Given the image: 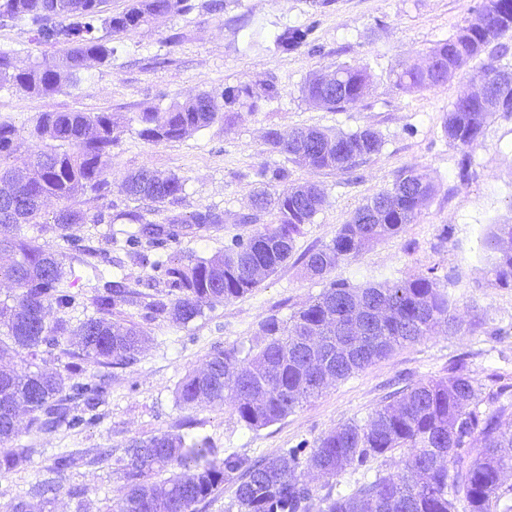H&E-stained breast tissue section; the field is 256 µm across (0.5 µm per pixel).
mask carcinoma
<instances>
[{
  "mask_svg": "<svg viewBox=\"0 0 512 512\" xmlns=\"http://www.w3.org/2000/svg\"><path fill=\"white\" fill-rule=\"evenodd\" d=\"M108 0H0V26L23 23L32 41L62 47L61 66L51 69L22 65L18 53L0 50V88L9 86L29 94L49 95L78 81L85 61L108 63L117 53L112 36L150 23L154 18L191 9L188 0H131L125 11L114 14ZM484 27L472 22L454 37L438 43L431 53L440 58L448 74L402 71L397 85L404 91L437 89L447 77L487 50L508 54L502 38L512 32V0H487L478 14ZM313 27H288L275 39L283 53L311 45ZM509 66L487 64L477 80L491 90ZM339 82L328 88L322 74L309 76L305 96L319 107L342 110L356 104L368 92L371 77L366 69H336ZM257 107L259 97L247 85L230 86L223 103L207 93L175 104L163 112L137 115L139 135L152 142L179 141L193 131L229 116L244 100ZM498 112L512 114V97L498 100L497 93L482 97L463 95L448 112L444 132L448 141L463 149L458 161L461 181L471 177L469 149L480 143L484 129ZM119 118L110 112H43L32 135L54 146L34 154L26 170L0 166V252L13 261L0 266V279L17 289L12 303L0 302V330L9 348L34 358L42 347L55 348L67 335L63 321L51 324L47 311H66L77 296L59 288L66 275L62 262L49 247L20 234L47 203L62 207L53 214L55 231L72 246L71 225L87 215L64 206L70 198L90 190L108 188L106 158L115 145ZM270 150L310 169L349 170L377 153L378 134L365 128L330 136L319 129L300 128L288 137L272 129L267 134ZM20 133L0 121V163L20 148ZM261 184L288 177L284 167L258 171ZM185 180L162 177L148 167L124 179L125 193L136 200L164 204L180 196ZM436 191L430 178L406 170L392 188L375 194L341 226L331 242L304 254V267L312 276L324 277L341 261L359 256L367 247L402 232L416 223ZM325 203L324 193L303 183L273 196L266 189L253 199L254 214L241 219L252 224L271 212L274 221L247 235H235L224 253L187 263L165 257L169 243L179 236V225L219 224L223 217L211 211L190 219L172 216L157 223L138 213L129 219L142 225L140 234L127 239L138 254L141 239L157 251L151 263L168 288L170 299L152 305L156 314L188 323L203 313L205 305L240 298L257 287L259 276L277 271L291 256L304 225L312 223ZM512 224H493L483 244L490 251L491 272L501 288L512 286ZM455 278H439L434 269L394 282L355 287L345 280L329 282L323 291L281 320L271 315L260 322L259 340L246 353L236 348L216 350L202 372H191L178 388L179 402L198 409L219 402L230 405L238 419L251 429L272 425L317 395L331 382L348 379L371 364L387 358L397 347L446 330L461 332L462 321L452 312L448 286ZM127 301L126 285L107 284L93 298L99 313L84 321L72 335L79 337L82 352L98 364L127 365L140 350L145 336L135 325L112 321V309ZM104 393L95 381H76L64 392L60 374L33 370L0 369V470L16 468L22 457L11 448L18 436L17 411L24 407L44 426L65 424L79 428L95 421L88 415ZM501 394L483 404L478 383L463 361L448 368V375L420 380L393 394L360 424L349 422L320 437L313 448H288L278 455L248 466L236 456L219 460L204 439H188L164 433L129 444L123 471L126 480L120 512H195V506L224 490V480L242 471L234 491L238 512H312L315 489L306 475L335 479L378 457L407 450L401 468L377 475L352 494L323 499L318 512H495L500 489L512 457V402ZM167 474L160 482L153 475Z\"/></svg>",
  "mask_w": 512,
  "mask_h": 512,
  "instance_id": "carcinoma-1",
  "label": "carcinoma"
}]
</instances>
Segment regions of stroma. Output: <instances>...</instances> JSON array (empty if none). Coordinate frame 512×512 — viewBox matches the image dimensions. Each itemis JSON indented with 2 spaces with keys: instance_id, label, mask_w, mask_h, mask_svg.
I'll return each mask as SVG.
<instances>
[{
  "instance_id": "obj_1",
  "label": "stroma",
  "mask_w": 512,
  "mask_h": 512,
  "mask_svg": "<svg viewBox=\"0 0 512 512\" xmlns=\"http://www.w3.org/2000/svg\"><path fill=\"white\" fill-rule=\"evenodd\" d=\"M187 13L168 14L122 33L112 63H87L77 86L37 96L0 89V121L12 123L22 136L9 166L23 167L44 144L30 132L42 112H112L123 116L112 148L105 198L79 195L70 209L101 212V223L73 225L71 234L85 246L72 251L48 224H27L25 235L48 245L74 272L64 282L79 303L66 312L49 310V321L64 319L78 326L95 316L93 298L105 282L125 278L126 303L112 318L143 330L146 342L127 365H100L86 357L73 336L43 352L40 368L62 373L65 384L76 377L65 373L78 364L83 378L107 386L95 410V421L83 428H41L27 412H19L15 442L25 463L0 474V512L27 502L29 512H42L51 499L52 512H115L125 479L120 463L132 439L161 433L207 439L217 458L235 455L250 464L286 448L313 445L322 435L355 421L366 423L390 395L408 384L446 375L450 364L464 360L483 394L512 383V288L498 287L482 246L492 224L512 223V115L496 114L477 147L472 149L473 174L457 177L459 147L444 134L443 124L456 99L478 90L476 73L496 59L487 52L457 71L436 90L405 92L396 84L403 69L424 64L431 49L455 34L486 0H221L218 11L202 8V0ZM312 26V48L281 53L276 35L288 27ZM19 50L26 64L52 68L60 48L31 42L24 25L0 27V49ZM342 65L367 67L369 93L346 110L334 112L309 103L302 89L312 72H331ZM273 83L277 98L259 101L256 109L240 107L231 120H216L176 142H149L139 134L136 117L148 109H165L205 91L222 97L240 84L261 90ZM313 127L331 134L375 130L380 151L351 170H311L270 152L266 135L275 129L288 135ZM284 166L286 180L273 192L313 183L325 194V204L295 242L286 263L265 277L244 297L205 307L202 316L182 323L151 312L167 290L150 268L155 254L144 250L131 256L126 246L136 224L126 215L137 212L160 222L170 215L188 216L211 210L223 214L220 224L184 225L169 248L171 256L190 260L223 252L233 235L252 232L239 218L251 211V197L260 184V166ZM158 174H176L185 191L172 203L156 205L128 197L122 182L141 167ZM428 173L437 191L416 223L400 234L374 243L356 258L341 261L334 279L364 286L396 281L435 269L453 275L449 292L463 330L441 331L406 344L348 379L332 384L304 401L284 419L258 430L239 421L230 406L219 403L187 410L176 398L183 378L205 368L217 350L248 346L265 317L286 319L318 295L325 280L310 277L301 256L329 244L341 224L375 193L392 188L407 169ZM448 239H441L442 228ZM73 453L81 463L63 473L53 471L56 455ZM398 455L378 458L365 468L326 480L311 476L317 497L350 493L376 473L396 470Z\"/></svg>"
}]
</instances>
